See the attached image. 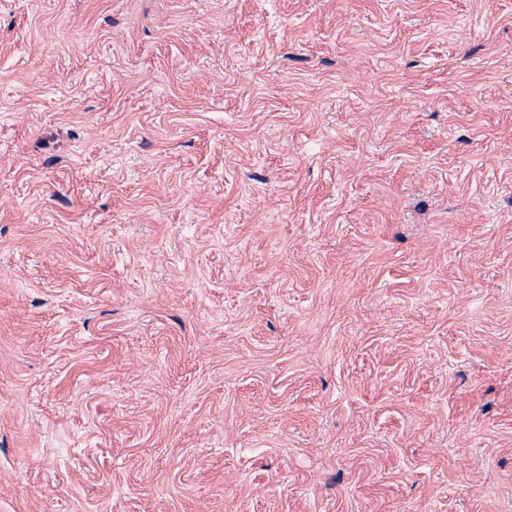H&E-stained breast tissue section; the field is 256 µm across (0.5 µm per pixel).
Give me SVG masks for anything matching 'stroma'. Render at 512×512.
<instances>
[{
  "instance_id": "obj_1",
  "label": "stroma",
  "mask_w": 512,
  "mask_h": 512,
  "mask_svg": "<svg viewBox=\"0 0 512 512\" xmlns=\"http://www.w3.org/2000/svg\"><path fill=\"white\" fill-rule=\"evenodd\" d=\"M0 512H512V0H0Z\"/></svg>"
}]
</instances>
